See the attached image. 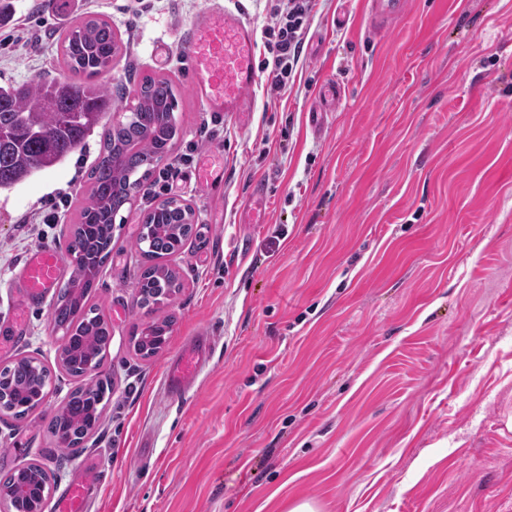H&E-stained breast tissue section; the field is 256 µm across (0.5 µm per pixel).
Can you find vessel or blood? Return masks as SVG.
I'll use <instances>...</instances> for the list:
<instances>
[{
	"label": "vessel or blood",
	"instance_id": "b4317fda",
	"mask_svg": "<svg viewBox=\"0 0 512 512\" xmlns=\"http://www.w3.org/2000/svg\"><path fill=\"white\" fill-rule=\"evenodd\" d=\"M256 32L240 15L208 9L194 19L187 51L193 62L194 94L209 111L246 113L256 85ZM62 259L51 247L30 251L20 269L21 306L29 308L57 288L62 279ZM211 347L207 335L192 337L186 349L168 366L164 386L170 397L189 391ZM83 484L68 486L57 500L56 512H85Z\"/></svg>",
	"mask_w": 512,
	"mask_h": 512
}]
</instances>
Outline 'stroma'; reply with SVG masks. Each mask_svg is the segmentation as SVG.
Masks as SVG:
<instances>
[{
    "instance_id": "obj_1",
    "label": "stroma",
    "mask_w": 512,
    "mask_h": 512,
    "mask_svg": "<svg viewBox=\"0 0 512 512\" xmlns=\"http://www.w3.org/2000/svg\"><path fill=\"white\" fill-rule=\"evenodd\" d=\"M11 2L0 84L61 76L66 29L96 14L118 38L113 98L171 81L180 135L113 222L89 297L112 328V391L75 452L47 431L78 384L56 299L16 323L17 274L36 247L66 254L99 134L0 192V336L15 338L0 366L34 357L52 374L42 407L0 417V479L39 465L51 503L88 480L86 512H512V0H408L383 25L368 0H318L290 94L257 47L244 118L191 93L188 30L215 7L260 31L283 0ZM257 183L265 221L249 224ZM170 198L194 212L166 260L182 287L143 308L135 242ZM166 317L165 347L136 355ZM203 332L204 367L169 397L170 360Z\"/></svg>"
}]
</instances>
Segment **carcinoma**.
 I'll list each match as a JSON object with an SVG mask.
<instances>
[{"instance_id":"carcinoma-1","label":"carcinoma","mask_w":512,"mask_h":512,"mask_svg":"<svg viewBox=\"0 0 512 512\" xmlns=\"http://www.w3.org/2000/svg\"><path fill=\"white\" fill-rule=\"evenodd\" d=\"M119 45L112 25L95 16H80L67 28L60 44V65L68 75L28 83L0 85V190H9L38 171L49 170L101 129L102 151L91 169L90 188L80 209L67 251L78 256L72 275L54 308L56 328L69 344L99 359L110 342L111 330L98 309L86 307L99 269L112 251V224L131 197L127 182L137 173L147 176L169 150L179 129L173 115L176 96L167 79L147 78L137 94V110L114 126L103 122L112 110V87L106 76ZM192 233L188 206L170 199L144 218L136 240L141 255L151 261L140 274L138 303L148 306L180 288L179 273L154 260L178 252ZM51 383L50 370L38 369L27 357L0 369V394L26 405L3 412L22 419L41 406ZM108 384L90 383L73 391L66 411L53 417L48 431L57 439L75 441L98 424V397ZM32 481L44 482L47 473L31 465ZM15 471L0 482L10 490L22 473Z\"/></svg>"}]
</instances>
